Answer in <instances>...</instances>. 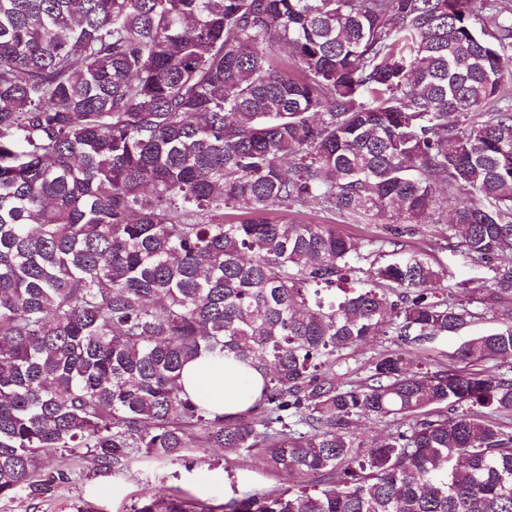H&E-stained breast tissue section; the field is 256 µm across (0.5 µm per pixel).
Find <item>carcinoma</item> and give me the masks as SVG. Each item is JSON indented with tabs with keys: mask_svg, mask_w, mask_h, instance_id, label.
I'll return each mask as SVG.
<instances>
[{
	"mask_svg": "<svg viewBox=\"0 0 512 512\" xmlns=\"http://www.w3.org/2000/svg\"><path fill=\"white\" fill-rule=\"evenodd\" d=\"M511 79L512 0H0V500L68 483L59 452L219 448L286 483L131 512H512V376L481 367L512 310L421 368L475 314L401 241L444 188L512 298ZM310 203L389 217V259L260 217ZM386 326L402 347L336 373ZM202 353L263 374L251 407L189 397ZM372 416L396 427L364 452Z\"/></svg>",
	"mask_w": 512,
	"mask_h": 512,
	"instance_id": "1",
	"label": "carcinoma"
}]
</instances>
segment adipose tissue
Returning <instances> with one entry per match:
<instances>
[{"mask_svg":"<svg viewBox=\"0 0 512 512\" xmlns=\"http://www.w3.org/2000/svg\"><path fill=\"white\" fill-rule=\"evenodd\" d=\"M182 378L191 399L212 412L226 415L245 410L263 386V376L256 369L208 354L188 362Z\"/></svg>","mask_w":512,"mask_h":512,"instance_id":"1","label":"adipose tissue"}]
</instances>
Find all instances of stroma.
<instances>
[{
	"label": "stroma",
	"instance_id": "35a3bbf8",
	"mask_svg": "<svg viewBox=\"0 0 512 512\" xmlns=\"http://www.w3.org/2000/svg\"><path fill=\"white\" fill-rule=\"evenodd\" d=\"M456 204V198L444 199L437 212L438 223L415 225L413 233L403 239L407 248L426 251L447 268L448 281L453 285L448 295L449 302L463 305L476 314L474 321L456 335L425 344L420 355L434 363L448 362L450 354L463 341L498 326L503 311L501 305L488 304L487 291L483 287L467 290L460 287L464 281L489 280L492 272L474 266L462 248L449 242L445 221ZM267 217L271 220L332 224L337 233L363 244L386 233L384 221L373 224L355 222L319 212L313 205L288 213L274 207L268 211ZM400 343L399 336L390 330L370 337L354 350L338 357L336 370L349 373L351 379H360L373 358L397 349ZM53 464L70 472L69 483L54 489L41 500L30 501L22 496L2 500L0 512H130L131 506L140 497L159 499L167 496L175 487L196 499L220 504L232 497L234 492L267 491L282 482L281 476L260 459L243 452L221 449L202 451L191 448L185 451L181 459L174 461L157 462L139 458L128 469L119 472L98 468L87 456L66 454L56 457Z\"/></svg>",
	"mask_w": 512,
	"mask_h": 512
}]
</instances>
